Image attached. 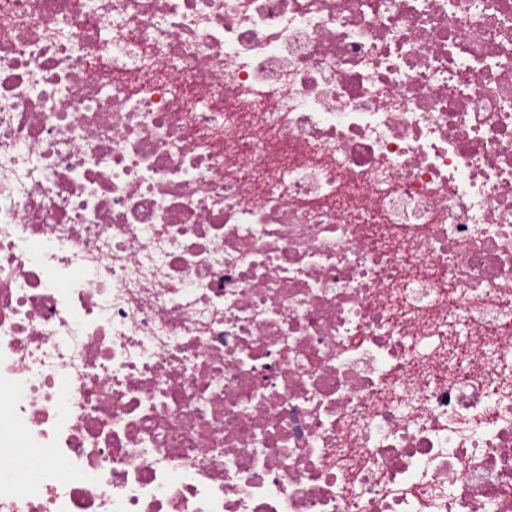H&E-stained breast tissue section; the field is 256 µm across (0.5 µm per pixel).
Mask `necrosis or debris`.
I'll use <instances>...</instances> for the list:
<instances>
[{"instance_id":"obj_1","label":"necrosis or debris","mask_w":512,"mask_h":512,"mask_svg":"<svg viewBox=\"0 0 512 512\" xmlns=\"http://www.w3.org/2000/svg\"><path fill=\"white\" fill-rule=\"evenodd\" d=\"M512 0H0V512H512Z\"/></svg>"}]
</instances>
